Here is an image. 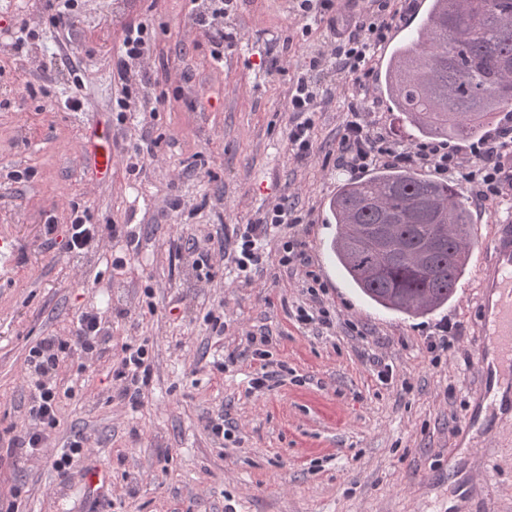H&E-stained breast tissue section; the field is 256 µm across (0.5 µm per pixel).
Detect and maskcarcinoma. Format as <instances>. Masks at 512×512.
<instances>
[{
	"label": "carcinoma",
	"mask_w": 512,
	"mask_h": 512,
	"mask_svg": "<svg viewBox=\"0 0 512 512\" xmlns=\"http://www.w3.org/2000/svg\"><path fill=\"white\" fill-rule=\"evenodd\" d=\"M397 112V136L411 128L423 138L471 140L497 113L512 108V0H435L411 38L396 45L383 74ZM433 200L434 217L406 214L419 197ZM336 224L330 250L353 285L373 304L408 315L432 313L453 297L475 239L460 184L382 165L342 184L328 202ZM392 217L395 243L421 248L446 224V244L416 265L363 238Z\"/></svg>",
	"instance_id": "obj_1"
}]
</instances>
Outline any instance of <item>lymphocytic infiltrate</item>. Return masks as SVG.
Segmentation results:
<instances>
[{"label":"lymphocytic infiltrate","mask_w":512,"mask_h":512,"mask_svg":"<svg viewBox=\"0 0 512 512\" xmlns=\"http://www.w3.org/2000/svg\"><path fill=\"white\" fill-rule=\"evenodd\" d=\"M236 5L237 0H208L206 10L192 12L191 20L198 33L220 47L225 40L223 20L235 12ZM389 30L384 14L372 15L361 30L339 31L327 51L306 62L289 101L293 118L288 129V147L296 159H306L314 150L312 115L320 94L317 73L332 69L351 76L356 87H364L368 76L366 66L385 43ZM151 45L152 29L148 19L126 25L112 62V72L124 93L123 98L116 102L118 112L129 111L133 87L149 82L144 62L150 56ZM348 112L349 117L337 143V161L352 172H362L379 164H405L430 168L441 179L457 174L466 184L473 186L477 200L484 203L502 196L505 184L511 178L506 173V165L512 162V126L500 127L493 134L479 138L472 143L469 155L464 157L437 144L405 146L386 142L375 121L370 120V109L363 99H353ZM292 213L291 206L278 202L266 210L258 223L245 225L237 231L232 261L239 275L250 277L264 262L271 233L281 232L280 265L306 270V291L311 304L298 307L296 319L302 325L328 330L334 325L333 318L319 297V277L315 271L309 270L304 245L293 232L296 221ZM101 334L97 313L84 311L75 321L73 341L49 336L31 349L24 375L30 392L27 422L19 433L8 437V447L20 449L29 458L39 455L47 447L59 423V357L75 343L84 351H93ZM146 354L145 346H125L124 356L116 370L117 377L123 382L121 395L130 397L134 402L140 397V380L146 379L150 373L145 363Z\"/></svg>","instance_id":"obj_1"}]
</instances>
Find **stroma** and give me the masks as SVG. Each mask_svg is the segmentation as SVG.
I'll use <instances>...</instances> for the list:
<instances>
[{
	"mask_svg": "<svg viewBox=\"0 0 512 512\" xmlns=\"http://www.w3.org/2000/svg\"><path fill=\"white\" fill-rule=\"evenodd\" d=\"M291 5L238 0L218 62L193 32L188 0H80L62 30L44 0H0V240L19 252L17 266L0 268V431L24 425L33 346L70 339L85 310L106 332L96 352L61 356L60 423L46 452L0 448V503L19 512H475L444 477L445 450L470 420L499 443L497 508L512 512V416L471 417L479 272L512 194L470 200L477 243L447 307L408 316L364 300L329 250L328 201L349 176L336 163L349 98L335 72L321 75L312 156L287 152L292 84L332 38L323 22L303 34ZM142 18L153 29L152 84L122 121L112 55L126 24ZM24 26L34 38L17 54L10 42ZM71 96L82 111L64 108ZM100 138L112 152L108 179L94 163ZM145 138L154 154L129 172L124 150ZM283 198L297 207L295 231L325 285L330 334L297 323L309 301L304 272L279 264L278 238L252 281L226 259L234 228ZM75 207L120 225L111 249L73 256L46 240L45 224H68ZM446 322L453 343L437 356L429 343ZM251 332L270 336L265 363L282 372L259 393L249 390L261 365L246 352ZM142 341L151 376L134 405L119 396L115 370L124 346ZM379 360L393 365V383L378 382ZM219 415L238 443L211 432ZM78 435L89 449L58 475L54 456ZM92 471L106 478L94 493Z\"/></svg>",
	"mask_w": 512,
	"mask_h": 512,
	"instance_id": "stroma-1",
	"label": "stroma"
}]
</instances>
